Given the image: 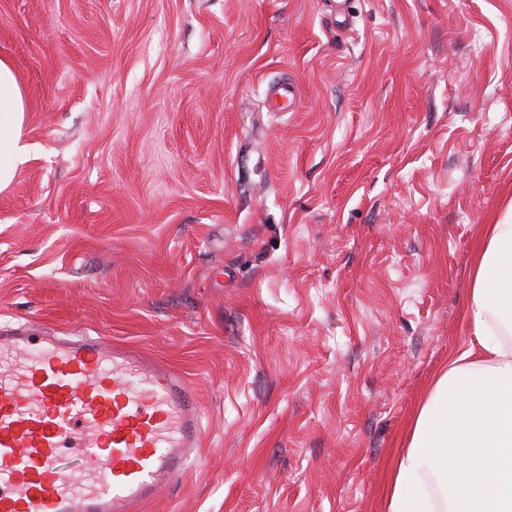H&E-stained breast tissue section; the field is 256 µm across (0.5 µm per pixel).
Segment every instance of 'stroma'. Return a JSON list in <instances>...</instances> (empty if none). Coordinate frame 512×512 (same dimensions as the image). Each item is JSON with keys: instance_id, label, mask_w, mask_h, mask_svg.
<instances>
[{"instance_id": "35a3bbf8", "label": "stroma", "mask_w": 512, "mask_h": 512, "mask_svg": "<svg viewBox=\"0 0 512 512\" xmlns=\"http://www.w3.org/2000/svg\"><path fill=\"white\" fill-rule=\"evenodd\" d=\"M0 58L31 148L0 325L137 347L201 404L143 512H390L512 208V0H0Z\"/></svg>"}]
</instances>
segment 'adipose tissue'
Listing matches in <instances>:
<instances>
[{
	"mask_svg": "<svg viewBox=\"0 0 512 512\" xmlns=\"http://www.w3.org/2000/svg\"><path fill=\"white\" fill-rule=\"evenodd\" d=\"M25 112L14 67L0 59V192L29 158ZM482 234L465 308L471 339L405 438L390 512H512V213Z\"/></svg>",
	"mask_w": 512,
	"mask_h": 512,
	"instance_id": "obj_1",
	"label": "adipose tissue"
}]
</instances>
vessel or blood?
<instances>
[{
  "label": "vessel or blood",
  "mask_w": 512,
  "mask_h": 512,
  "mask_svg": "<svg viewBox=\"0 0 512 512\" xmlns=\"http://www.w3.org/2000/svg\"><path fill=\"white\" fill-rule=\"evenodd\" d=\"M200 438L196 396L164 363L100 337L0 333V512H140Z\"/></svg>",
  "instance_id": "vessel-or-blood-1"
}]
</instances>
